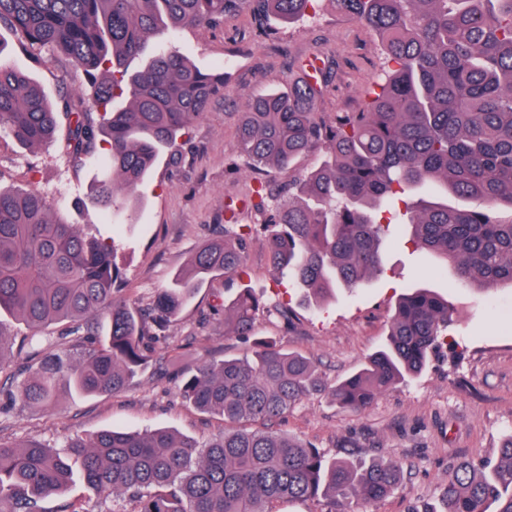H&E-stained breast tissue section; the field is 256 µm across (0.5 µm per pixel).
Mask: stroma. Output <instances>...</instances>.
<instances>
[{
  "mask_svg": "<svg viewBox=\"0 0 512 512\" xmlns=\"http://www.w3.org/2000/svg\"><path fill=\"white\" fill-rule=\"evenodd\" d=\"M174 50L204 68L223 67L226 89L205 116L180 140L175 157H162L136 206L134 221L120 213L102 215L90 199L94 169H76L52 146L29 149L0 133V188H34L60 208L63 217L89 234L114 240L127 285L149 303L183 272L199 246L223 232L229 215L253 225L247 272L234 280L205 284L175 321L152 361L117 393L63 399L55 413L11 402L9 392L23 378L15 357L0 370V440L37 439L60 446L73 435L103 429L142 431L165 427L186 436L221 433L224 422L183 401L179 379L166 366L178 357L191 371L202 362L250 354L249 340L224 333L216 303H232L239 289H252L265 309L257 333L313 360L328 380L360 369L386 340L397 298L425 287L448 297L457 309L452 329L456 353L435 355L417 378L397 385L358 411L344 410L319 396L304 400L278 429L313 444L331 457L369 451L401 464L404 480L390 496L352 503L351 512H439L448 474L459 462L494 457L512 432V287L488 293L461 285L454 270H442L435 256L413 252L403 240L386 252L383 274L358 288L338 289L323 303L277 280L269 266L266 234L259 228L258 191L275 174L252 166L238 149L241 112L268 90L285 88L306 64L328 71L315 107L325 119L362 111L382 69L380 47L371 32L339 15L331 0H319L305 22L258 30L249 13L222 26L182 32ZM11 64L36 79L51 99L82 91V71L67 57L41 65L12 48ZM85 512H132L129 500L103 498L75 480L61 497L45 501L46 512L64 504Z\"/></svg>",
  "mask_w": 512,
  "mask_h": 512,
  "instance_id": "35a3bbf8",
  "label": "stroma"
}]
</instances>
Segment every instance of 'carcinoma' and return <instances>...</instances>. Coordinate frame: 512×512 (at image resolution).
Wrapping results in <instances>:
<instances>
[{
  "mask_svg": "<svg viewBox=\"0 0 512 512\" xmlns=\"http://www.w3.org/2000/svg\"><path fill=\"white\" fill-rule=\"evenodd\" d=\"M371 30L385 55L379 91L363 112L326 122L315 112L324 78L271 90L242 113L239 145L254 165L291 168L322 149L288 182L261 226L272 270L323 296L384 272L396 228L454 267L463 283L512 285V0H330ZM315 0H0V28L46 62L63 54L93 87L52 105L15 69L0 43V131L26 147L55 146L77 169L101 174L92 202L110 213L118 197L137 204L146 176L182 132L224 91V74L169 49L183 30L224 25L248 9L262 27L300 21ZM156 40L147 52L148 39ZM139 61L135 68L130 62ZM66 133L59 134L60 118ZM36 189L0 190V312L30 330L27 376L12 402L54 410L65 394L115 393L129 385L166 329L203 284L243 271L253 228L235 224V245L214 239L190 273L148 307L126 288L115 246L52 214ZM262 303L240 291L224 307V334L252 338L251 355L206 362L181 374L186 403L237 425L196 439L167 430H102L62 448L0 441V512H43L79 476L98 495L133 501L135 512H276L321 497L348 512L392 494L402 466L383 457L329 458L267 425L301 401L326 394L361 409L418 376L447 345L455 310L426 288L399 298L385 344L355 373L329 384L313 362L253 337ZM108 319L100 329L97 318ZM66 325L81 351L62 357L43 330ZM512 512V434L494 460L462 462L440 512Z\"/></svg>",
  "mask_w": 512,
  "mask_h": 512,
  "instance_id": "1",
  "label": "carcinoma"
}]
</instances>
